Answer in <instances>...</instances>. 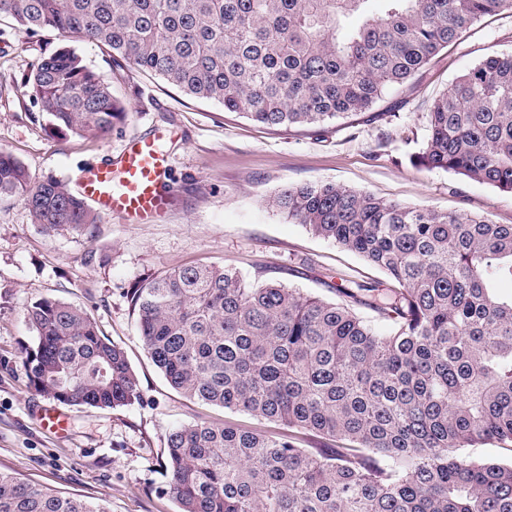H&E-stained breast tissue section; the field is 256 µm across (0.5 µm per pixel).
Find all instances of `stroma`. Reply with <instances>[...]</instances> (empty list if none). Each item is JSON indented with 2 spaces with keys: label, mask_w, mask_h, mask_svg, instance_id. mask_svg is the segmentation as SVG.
Listing matches in <instances>:
<instances>
[{
  "label": "stroma",
  "mask_w": 512,
  "mask_h": 512,
  "mask_svg": "<svg viewBox=\"0 0 512 512\" xmlns=\"http://www.w3.org/2000/svg\"><path fill=\"white\" fill-rule=\"evenodd\" d=\"M71 46L128 110L104 138L52 133L20 91L54 41L0 21V150L31 178L77 188L83 173L114 163L131 140L157 139L168 155L169 204L148 224L99 215L89 233L46 237L20 199L0 201V469L101 504L106 512H179L166 495L165 442L174 428L226 420L269 431L272 423L211 407L173 390L142 346L128 292L146 277L189 265H230L247 278L273 277L334 298L341 280L382 279L357 255L309 234L269 208L281 188L333 182L387 201L490 214L512 224V194L452 173L413 166L439 94L484 57L512 52V14L487 16L437 54L399 94L345 124L270 130L189 98L134 67L117 68L99 46ZM96 253L88 261V253ZM52 297L82 307L121 345L141 398L114 409L76 408L32 392L20 363L30 343L26 308ZM57 410L66 428H43Z\"/></svg>",
  "instance_id": "35a3bbf8"
}]
</instances>
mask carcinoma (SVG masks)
Returning <instances> with one entry per match:
<instances>
[{
    "mask_svg": "<svg viewBox=\"0 0 512 512\" xmlns=\"http://www.w3.org/2000/svg\"><path fill=\"white\" fill-rule=\"evenodd\" d=\"M0 0V19L79 37L186 95L267 128L367 112L482 17L512 0ZM57 133L106 136L127 113L62 43L21 81ZM416 167L512 193V53L466 69L426 113ZM40 231L97 222L66 184L32 180L0 150V199ZM269 205L381 270L337 299L225 265L187 266L131 290L139 336L187 397L283 426L181 425L166 440L180 512H512V224L383 200L330 182L289 185ZM365 308L374 313L361 315ZM21 363L36 392L72 407L141 398L124 349L83 309H26ZM335 442L299 448L293 433ZM0 512H106L0 471Z\"/></svg>",
    "mask_w": 512,
    "mask_h": 512,
    "instance_id": "1",
    "label": "carcinoma"
}]
</instances>
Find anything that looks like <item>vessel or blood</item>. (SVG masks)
<instances>
[{"label": "vessel or blood", "mask_w": 512, "mask_h": 512, "mask_svg": "<svg viewBox=\"0 0 512 512\" xmlns=\"http://www.w3.org/2000/svg\"><path fill=\"white\" fill-rule=\"evenodd\" d=\"M167 172L168 157L155 140H137L127 144L118 167H98L86 173L80 193L103 212L139 224L163 214Z\"/></svg>", "instance_id": "obj_1"}]
</instances>
